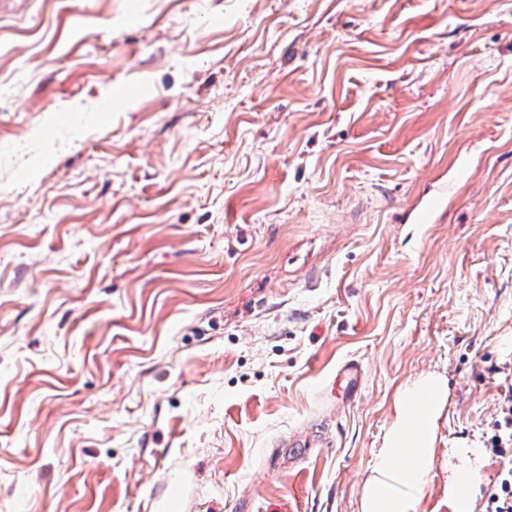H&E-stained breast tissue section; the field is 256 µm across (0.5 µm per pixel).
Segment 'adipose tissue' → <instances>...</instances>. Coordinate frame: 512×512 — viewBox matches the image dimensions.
Here are the masks:
<instances>
[{"mask_svg": "<svg viewBox=\"0 0 512 512\" xmlns=\"http://www.w3.org/2000/svg\"><path fill=\"white\" fill-rule=\"evenodd\" d=\"M447 403L448 381L438 374L422 375L399 389L395 419L360 487V512H419ZM485 457L484 448L468 440L449 449L448 498L453 512H473Z\"/></svg>", "mask_w": 512, "mask_h": 512, "instance_id": "adipose-tissue-1", "label": "adipose tissue"}]
</instances>
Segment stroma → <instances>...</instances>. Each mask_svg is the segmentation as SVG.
<instances>
[{
	"instance_id": "obj_1",
	"label": "stroma",
	"mask_w": 512,
	"mask_h": 512,
	"mask_svg": "<svg viewBox=\"0 0 512 512\" xmlns=\"http://www.w3.org/2000/svg\"><path fill=\"white\" fill-rule=\"evenodd\" d=\"M427 372L452 512L512 388V0L0 14V512H359ZM485 449L478 443L461 440L448 450V499L453 512H473L485 465Z\"/></svg>"
}]
</instances>
